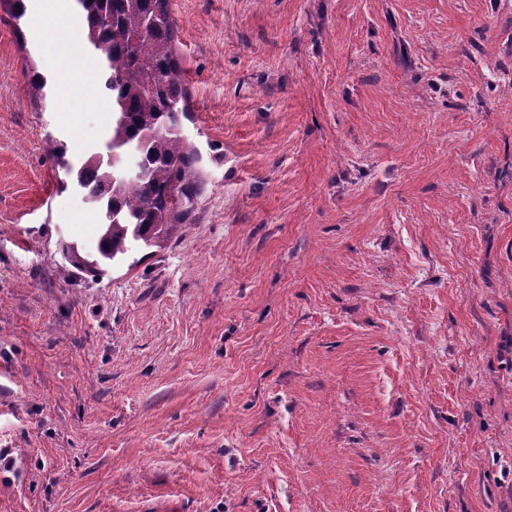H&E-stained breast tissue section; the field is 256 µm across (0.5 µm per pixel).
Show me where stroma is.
<instances>
[{
  "label": "stroma",
  "instance_id": "obj_1",
  "mask_svg": "<svg viewBox=\"0 0 512 512\" xmlns=\"http://www.w3.org/2000/svg\"><path fill=\"white\" fill-rule=\"evenodd\" d=\"M171 10L197 191L97 276L90 51L0 11V512H512V0Z\"/></svg>",
  "mask_w": 512,
  "mask_h": 512
}]
</instances>
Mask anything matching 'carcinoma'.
Masks as SVG:
<instances>
[{
  "instance_id": "cac0c4a2",
  "label": "carcinoma",
  "mask_w": 512,
  "mask_h": 512,
  "mask_svg": "<svg viewBox=\"0 0 512 512\" xmlns=\"http://www.w3.org/2000/svg\"><path fill=\"white\" fill-rule=\"evenodd\" d=\"M76 2L112 112L107 150L120 158L132 149L137 163V175L124 178L106 153L89 154L75 169L64 160L63 144L51 149L74 172L72 186L96 205L103 226L91 250L63 247L65 261L97 275L139 246L162 247L186 213L197 176L182 135L186 94L172 45L171 0Z\"/></svg>"
}]
</instances>
